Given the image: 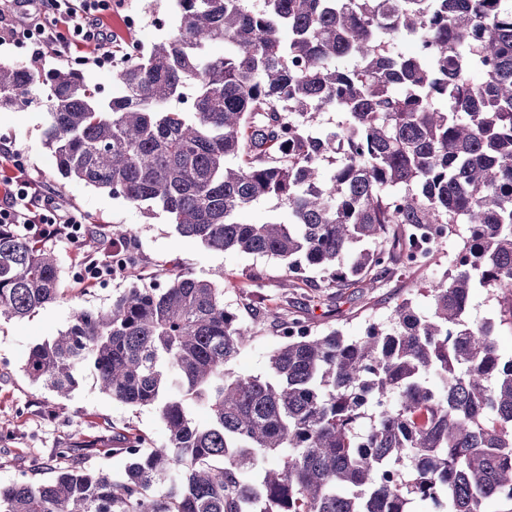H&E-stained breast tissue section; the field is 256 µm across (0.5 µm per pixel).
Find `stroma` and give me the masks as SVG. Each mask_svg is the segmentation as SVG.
<instances>
[{
    "label": "stroma",
    "instance_id": "stroma-1",
    "mask_svg": "<svg viewBox=\"0 0 512 512\" xmlns=\"http://www.w3.org/2000/svg\"><path fill=\"white\" fill-rule=\"evenodd\" d=\"M138 17L129 29L128 42L148 48L164 35L158 19L176 24L174 0H112V22ZM46 116L42 109L0 108V147L18 151L32 177L41 181L63 208L85 215L90 227L128 231V247L139 257L134 273L115 272L85 285L81 276L93 249L67 242L55 243L60 259V298L33 315L0 320V484L22 478L24 471L48 461L60 443L83 447L82 466L119 477L129 459L122 454L99 455L91 446L102 438L118 437L134 428L155 444H164L167 429L154 407H134L104 394L92 370H83L76 388L60 398L33 383L24 371L30 349L66 328L77 307L104 308L125 288L134 284L165 282L184 274L213 281L224 287V302L242 321L253 324L254 338L229 364L230 371L265 374L270 353L281 338L267 323H254L246 307L253 280H260L268 304L281 308L289 318H298L311 331L331 328L355 338L367 326L386 319L396 303L412 299L420 310L430 300L424 290L450 264L456 242L442 243L432 265L411 269L405 276L381 278L375 285L359 282L331 301L320 299L315 288L293 287L292 277L281 262L267 256L236 251L213 252L178 234L167 213L126 204L106 192L61 177L55 159L44 145Z\"/></svg>",
    "mask_w": 512,
    "mask_h": 512
}]
</instances>
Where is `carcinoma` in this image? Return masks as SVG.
I'll use <instances>...</instances> for the list:
<instances>
[{"instance_id":"1","label":"carcinoma","mask_w":512,"mask_h":512,"mask_svg":"<svg viewBox=\"0 0 512 512\" xmlns=\"http://www.w3.org/2000/svg\"><path fill=\"white\" fill-rule=\"evenodd\" d=\"M177 31L114 71L103 102L72 67L0 64V107L35 105L57 171L173 216L215 252L270 256L336 289L428 264L458 238L419 313L402 300L360 338L268 307L283 343L263 375L227 365L253 337L224 289L179 275L79 308L25 372L68 395L88 368L115 400L158 409L119 478L55 450L52 478L0 485V512H484L512 504V357L473 289L512 325V0H176ZM412 38L416 49L399 45ZM221 41V57L208 46ZM479 79H474V75ZM327 112L342 114L322 127ZM330 168L325 173L324 167ZM276 198L288 222L244 224ZM405 239L399 252L387 244ZM127 232L94 244L126 256ZM59 259L0 224V318L59 298ZM207 409L200 425L191 406ZM499 308L494 300H492L488 293L483 290H475L471 301V317L474 320H482L484 318H498Z\"/></svg>"}]
</instances>
